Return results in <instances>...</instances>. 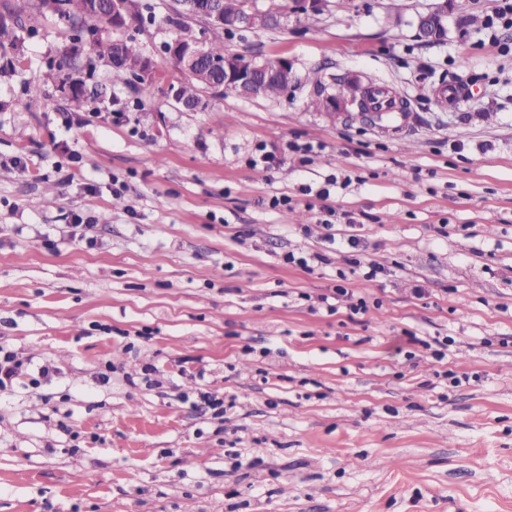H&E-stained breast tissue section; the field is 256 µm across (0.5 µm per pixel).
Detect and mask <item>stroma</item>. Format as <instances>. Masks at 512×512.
<instances>
[{"mask_svg": "<svg viewBox=\"0 0 512 512\" xmlns=\"http://www.w3.org/2000/svg\"><path fill=\"white\" fill-rule=\"evenodd\" d=\"M147 2L150 97L72 111L50 14L0 75V344L20 364L0 390V512H512L496 0H448L435 43L413 21L439 0H327L312 23L224 41L335 90L387 88L403 124L306 109L308 84L175 106L173 0ZM352 237L357 267L336 249Z\"/></svg>", "mask_w": 512, "mask_h": 512, "instance_id": "stroma-1", "label": "stroma"}]
</instances>
